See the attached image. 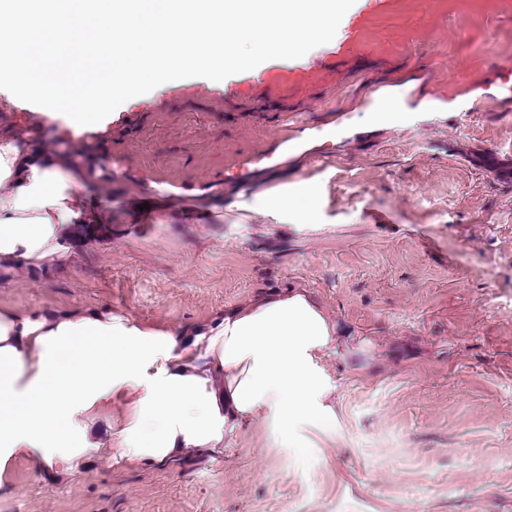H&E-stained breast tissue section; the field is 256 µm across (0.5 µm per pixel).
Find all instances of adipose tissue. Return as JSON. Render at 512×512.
<instances>
[{"instance_id":"ef3b65f1","label":"adipose tissue","mask_w":512,"mask_h":512,"mask_svg":"<svg viewBox=\"0 0 512 512\" xmlns=\"http://www.w3.org/2000/svg\"><path fill=\"white\" fill-rule=\"evenodd\" d=\"M99 171L98 158L73 169L68 155L0 120V268H64L82 224H219L232 208L303 227L315 222L320 198L317 184L302 182L229 204L116 208L111 195L86 192ZM330 351L346 357L357 348L300 288L177 332L109 309L0 305V489L20 460L75 476L100 451L95 426L111 421L116 402L119 459L129 465L223 451L255 419L284 437L303 421L329 423L335 390L320 363Z\"/></svg>"}]
</instances>
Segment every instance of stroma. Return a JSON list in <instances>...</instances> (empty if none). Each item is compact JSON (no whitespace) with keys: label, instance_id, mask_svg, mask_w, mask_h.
Wrapping results in <instances>:
<instances>
[{"label":"stroma","instance_id":"35a3bbf8","mask_svg":"<svg viewBox=\"0 0 512 512\" xmlns=\"http://www.w3.org/2000/svg\"><path fill=\"white\" fill-rule=\"evenodd\" d=\"M456 6L356 0L342 38L316 52L220 89L170 82L120 105L104 136L70 138L104 143L100 183L127 202L235 199L227 168L264 155L256 189L317 181L318 221L116 224L65 269L1 270V305L109 308L180 330L300 287L370 346L324 361L330 425L284 440L254 420L223 452L141 468L116 463L109 442L72 478L21 462L0 512H512V98L481 90L512 63V0L471 20ZM377 92L396 104L390 119ZM282 112L321 134L282 142Z\"/></svg>","mask_w":512,"mask_h":512}]
</instances>
